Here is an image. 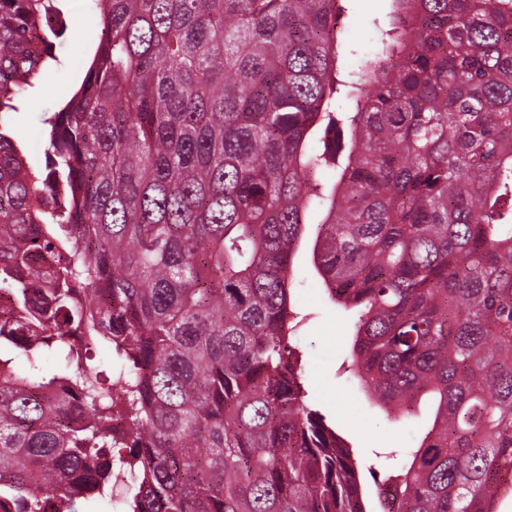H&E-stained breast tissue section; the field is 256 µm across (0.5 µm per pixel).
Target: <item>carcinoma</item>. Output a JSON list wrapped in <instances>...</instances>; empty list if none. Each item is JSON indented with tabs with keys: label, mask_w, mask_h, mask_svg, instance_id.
Listing matches in <instances>:
<instances>
[{
	"label": "carcinoma",
	"mask_w": 512,
	"mask_h": 512,
	"mask_svg": "<svg viewBox=\"0 0 512 512\" xmlns=\"http://www.w3.org/2000/svg\"><path fill=\"white\" fill-rule=\"evenodd\" d=\"M347 2L94 0L37 173L11 116L59 64L66 0H0V512L512 497V0H386L355 72ZM308 237L354 316L344 372L389 415L433 399L374 502L307 403Z\"/></svg>",
	"instance_id": "1"
}]
</instances>
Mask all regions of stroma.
<instances>
[{
    "mask_svg": "<svg viewBox=\"0 0 512 512\" xmlns=\"http://www.w3.org/2000/svg\"><path fill=\"white\" fill-rule=\"evenodd\" d=\"M350 8L344 38L353 50L346 60L348 69L353 70L361 56L376 50V25L383 22L387 4L385 0H352ZM66 11V31L55 48L61 67L43 70L37 78V95L13 115L14 134L28 163L37 170L45 165L44 120L72 95L101 32L91 0H69ZM294 293L298 306L309 315L295 338L305 365L308 403L351 443L365 472V485L373 486V474L382 473L385 465L380 452L416 447L429 425L430 409L423 403L415 416H388L370 400L358 380L340 373L350 347L352 320L327 301L303 251L296 258Z\"/></svg>",
    "mask_w": 512,
    "mask_h": 512,
    "instance_id": "obj_1",
    "label": "stroma"
}]
</instances>
